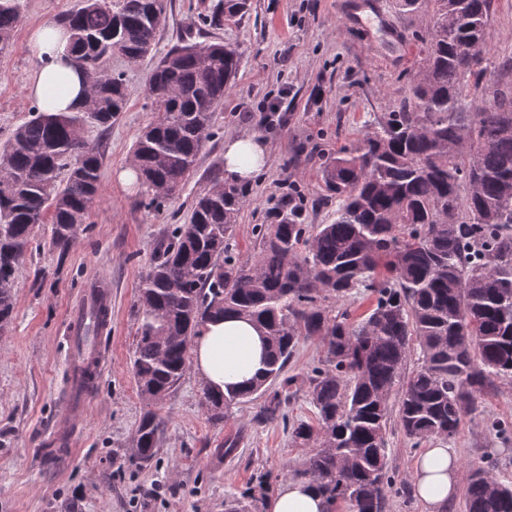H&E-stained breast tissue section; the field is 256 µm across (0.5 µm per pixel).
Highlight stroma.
Listing matches in <instances>:
<instances>
[{
	"instance_id": "1",
	"label": "stroma",
	"mask_w": 512,
	"mask_h": 512,
	"mask_svg": "<svg viewBox=\"0 0 512 512\" xmlns=\"http://www.w3.org/2000/svg\"><path fill=\"white\" fill-rule=\"evenodd\" d=\"M347 0H251L249 14L225 23L219 39L242 47L239 74L213 116L214 137L195 173L159 208L141 185L117 178L132 161V145L152 119L148 93L151 62L109 63L122 74L128 103L106 138L101 192L66 252L52 248L42 224L37 249L16 272L13 323L0 337V512H224L225 500L241 497L266 474L273 488L297 479L309 456L283 423L260 421L263 397L238 404L223 421L210 419L203 385L188 368L175 392L151 406L132 370L137 342L133 306L154 246L170 225L188 217L196 198L224 174V142L257 135L269 164L245 189L248 203L235 226L237 259L254 260L257 225L284 195L299 198L304 221L327 224L336 205L327 201L326 157L356 145L370 115L396 109L419 71L425 27L421 14L401 12L395 0H379L384 18L368 28L348 25ZM200 0H167L158 52L196 25ZM79 0H23L14 47L0 57V143L35 106L26 86L36 68L26 42L29 30L78 8ZM489 56L512 60V0H494ZM280 118L262 121L268 105ZM112 284V330L101 343L109 362L87 414L74 425L71 449L58 448L54 433L63 407V336L71 307L88 278ZM324 356L318 338L300 339L286 372L298 376L288 419L314 421L304 378ZM164 420L158 454L142 466L126 453L147 410ZM512 422V381L496 382L476 398L448 445L462 467L482 463L494 451L500 479L512 481V439L488 428ZM239 436L235 456L220 454L227 437Z\"/></svg>"
}]
</instances>
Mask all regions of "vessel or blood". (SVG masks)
<instances>
[{
  "label": "vessel or blood",
  "mask_w": 512,
  "mask_h": 512,
  "mask_svg": "<svg viewBox=\"0 0 512 512\" xmlns=\"http://www.w3.org/2000/svg\"><path fill=\"white\" fill-rule=\"evenodd\" d=\"M112 316V289L109 281L95 277L88 280L77 303L72 307L66 328L69 396L57 426V442L70 446L72 426L87 410L92 389L106 368L99 344L104 328L100 321Z\"/></svg>",
  "instance_id": "b4317fda"
}]
</instances>
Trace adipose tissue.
<instances>
[{
    "instance_id": "ef3b65f1",
    "label": "adipose tissue",
    "mask_w": 512,
    "mask_h": 512,
    "mask_svg": "<svg viewBox=\"0 0 512 512\" xmlns=\"http://www.w3.org/2000/svg\"><path fill=\"white\" fill-rule=\"evenodd\" d=\"M70 30L49 22L31 30L28 50L37 60L27 87L28 97L45 112H73L85 101L84 80L68 52ZM268 154L261 140L250 136L224 143V178L246 183L266 166ZM195 370L204 388L214 392L249 387L266 369L261 330L250 320L232 314L213 316L202 327L193 348ZM414 492L426 512H444L464 481L457 455L444 446L429 448L410 476ZM320 494L300 480L286 482L268 500L267 512H323Z\"/></svg>"
}]
</instances>
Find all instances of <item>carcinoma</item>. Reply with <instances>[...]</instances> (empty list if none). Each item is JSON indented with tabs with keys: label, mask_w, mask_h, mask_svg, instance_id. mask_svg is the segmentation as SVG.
Here are the masks:
<instances>
[{
	"label": "carcinoma",
	"mask_w": 512,
	"mask_h": 512,
	"mask_svg": "<svg viewBox=\"0 0 512 512\" xmlns=\"http://www.w3.org/2000/svg\"><path fill=\"white\" fill-rule=\"evenodd\" d=\"M167 0H81L57 17L72 32L74 62L89 96L77 112L31 111L0 145V334L12 322L16 271L50 213V245L65 251L87 223L101 190L104 152L85 130L107 133L128 90L108 63L155 59L152 121L135 140L133 162L150 204L160 206L194 173L214 136L213 114L238 75L243 52L184 32L152 54ZM425 6L422 72L393 112L367 124L361 143L324 163L336 197L329 224H304L302 205L283 197L258 225L253 263L231 254L247 191L215 181L188 219L154 247L134 310L133 368L151 402L179 386L188 349L212 314L254 319L269 343L267 368L249 388L205 392L218 422L257 393L260 418H282L297 377L284 373L300 338L318 336L322 364L307 377L313 423L289 425L294 443L313 449L301 476L323 496L326 512H384L389 399L400 387L397 424L414 447L456 436L476 394L512 380V83L487 106L476 93L486 69L493 0H397ZM206 30L241 18L250 0H200ZM22 0H0V55L13 47ZM471 51L468 59L461 49ZM362 288L375 295L353 321L337 303ZM419 351L421 366L405 376ZM164 423L147 411L128 449L151 463ZM257 499L233 498L224 512H256ZM465 512H512V483L490 466L471 469Z\"/></svg>",
	"instance_id": "cac0c4a2"
}]
</instances>
